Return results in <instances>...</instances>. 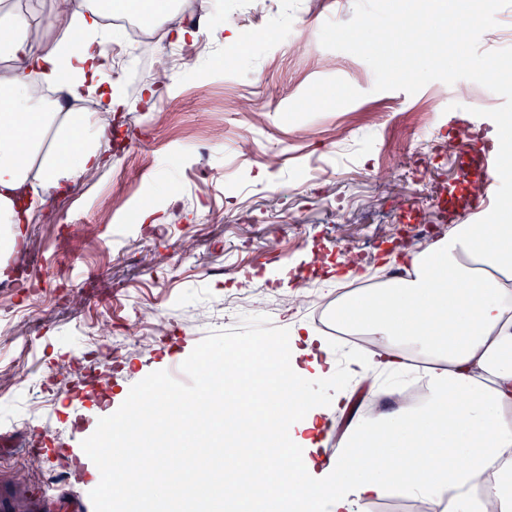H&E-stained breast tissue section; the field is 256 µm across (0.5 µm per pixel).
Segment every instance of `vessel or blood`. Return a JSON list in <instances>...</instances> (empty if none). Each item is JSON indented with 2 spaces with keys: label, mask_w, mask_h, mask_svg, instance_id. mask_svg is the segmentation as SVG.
<instances>
[{
  "label": "vessel or blood",
  "mask_w": 512,
  "mask_h": 512,
  "mask_svg": "<svg viewBox=\"0 0 512 512\" xmlns=\"http://www.w3.org/2000/svg\"><path fill=\"white\" fill-rule=\"evenodd\" d=\"M458 151L462 162L457 169V184L477 181L484 185L485 192L478 197L459 195L449 199L445 213L452 224L462 223L485 210L497 192L495 143L478 134L460 145ZM0 512H94V507L76 491L48 496L24 483L1 477Z\"/></svg>",
  "instance_id": "1"
}]
</instances>
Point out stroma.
I'll return each mask as SVG.
<instances>
[{
    "mask_svg": "<svg viewBox=\"0 0 512 512\" xmlns=\"http://www.w3.org/2000/svg\"><path fill=\"white\" fill-rule=\"evenodd\" d=\"M191 2L203 55L163 85L149 78V60L113 79L126 106L112 115L109 163L93 181L42 190L37 210L67 212L71 222L28 224L43 258L0 292V317L37 322L29 335L0 336V475L26 472L36 484L67 471L65 444L91 436L133 384L244 316L325 333L346 378L362 346L291 308L297 281L329 282L340 249L360 267H378L391 242L421 250L443 236L447 223L423 235L401 221L415 181L433 191L456 180L447 152L432 161L425 153L473 126L497 136L491 119L468 112L465 81H435L413 95L378 92L362 59L302 38L304 28L349 21L354 0H280L267 28L276 49L253 43L229 65L215 29L222 19L236 23L242 0ZM245 139L251 146L243 151ZM267 153L279 156L277 167L266 166ZM316 158L333 169L329 188L294 183L292 172ZM114 201L156 208L160 221L120 223ZM253 287L266 293V305L248 296L238 316L225 318V296ZM141 310L162 312L167 334L147 335ZM103 325L130 347L101 404L54 374L97 357L88 334Z\"/></svg>",
    "mask_w": 512,
    "mask_h": 512,
    "instance_id": "obj_1",
    "label": "stroma"
}]
</instances>
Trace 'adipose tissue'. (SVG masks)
Wrapping results in <instances>:
<instances>
[{
  "mask_svg": "<svg viewBox=\"0 0 512 512\" xmlns=\"http://www.w3.org/2000/svg\"><path fill=\"white\" fill-rule=\"evenodd\" d=\"M30 19L0 11V275L30 223L42 184L67 185L103 164V127L86 112H44L28 93L35 72L61 95H96L108 113L125 105L104 87L96 45L112 35L96 0H69L47 41L33 38ZM492 222L454 225L404 259L405 278L355 296L336 311L338 323L366 329L375 342L359 375L371 391L428 363L424 397L379 422L351 416L332 459L320 453L331 411L311 383L331 385L336 365L326 343L299 327L285 345L269 342L251 387L224 375V439L252 435L244 419L261 416L265 437L250 464H228L239 493L224 512L253 503L258 512H362L391 491L428 500L434 512H512V200L500 199Z\"/></svg>",
  "mask_w": 512,
  "mask_h": 512,
  "instance_id": "1",
  "label": "adipose tissue"
}]
</instances>
